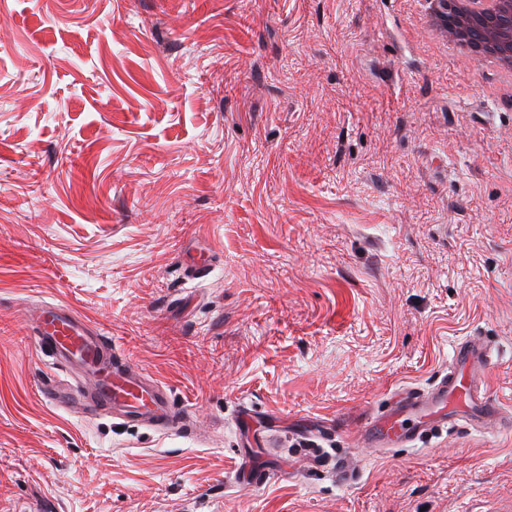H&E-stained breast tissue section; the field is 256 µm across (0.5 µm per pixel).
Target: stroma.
<instances>
[{
    "instance_id": "stroma-1",
    "label": "stroma",
    "mask_w": 512,
    "mask_h": 512,
    "mask_svg": "<svg viewBox=\"0 0 512 512\" xmlns=\"http://www.w3.org/2000/svg\"><path fill=\"white\" fill-rule=\"evenodd\" d=\"M419 9L0 0V512L512 505V431L379 455L285 435L264 487L233 478L240 406L350 426L461 336L498 348L512 409V98ZM192 243L216 254L200 279ZM54 300L170 385L191 432L49 404L20 317ZM214 253L205 245H191L182 250V266L193 278H200L214 266Z\"/></svg>"
}]
</instances>
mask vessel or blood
<instances>
[{
	"label": "vessel or blood",
	"instance_id": "obj_1",
	"mask_svg": "<svg viewBox=\"0 0 512 512\" xmlns=\"http://www.w3.org/2000/svg\"><path fill=\"white\" fill-rule=\"evenodd\" d=\"M182 266L192 277L205 276L214 253L203 245L182 250ZM22 331L53 368L72 374L73 385H41L51 403L65 408L78 403L85 415L107 413L123 424L156 432H185L187 412L172 388L134 368L104 327L60 302H41L24 310ZM494 352L480 336H468L452 346L448 366L424 388L399 386L360 417L353 445L370 451L414 447L417 441L448 428L464 427L486 433L503 430L505 409L489 391L488 373ZM239 461L238 484L258 488L272 477L267 469L246 464L247 451H234Z\"/></svg>",
	"mask_w": 512,
	"mask_h": 512
}]
</instances>
